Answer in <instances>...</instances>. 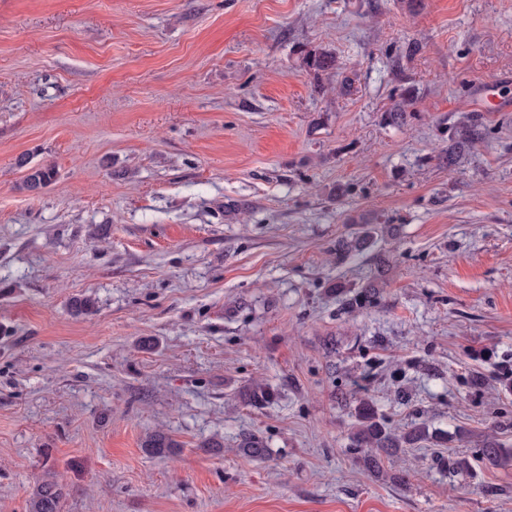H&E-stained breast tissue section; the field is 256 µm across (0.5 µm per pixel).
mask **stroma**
I'll use <instances>...</instances> for the list:
<instances>
[{"label":"stroma","mask_w":512,"mask_h":512,"mask_svg":"<svg viewBox=\"0 0 512 512\" xmlns=\"http://www.w3.org/2000/svg\"><path fill=\"white\" fill-rule=\"evenodd\" d=\"M364 393L429 433L376 473ZM488 437L512 451V0H0V512L48 472L62 512H512ZM481 136L480 128L473 121H463L450 127L448 129V146L441 154L442 161L451 169L459 166L469 154L475 141ZM56 178V170L53 166H41L30 168L24 183L27 190L31 192L40 191L51 185ZM362 224H366V228H364L361 234L350 241H342L336 245L338 260L342 261L353 252L364 251L373 245L374 237L377 231H379L378 226L367 219ZM336 293L343 295V304L348 310L371 308L376 306L380 300V289L375 282L357 289L337 284ZM238 394L242 401L252 406L269 403L276 396L274 388L263 383L245 386L238 391ZM142 448L152 456L170 457L177 455L182 445L173 439L169 434L154 431L149 434L142 443ZM237 449L254 459H264L267 455V444L264 438L250 431H244L239 435Z\"/></svg>","instance_id":"stroma-1"}]
</instances>
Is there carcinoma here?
Instances as JSON below:
<instances>
[{
	"instance_id": "carcinoma-1",
	"label": "carcinoma",
	"mask_w": 512,
	"mask_h": 512,
	"mask_svg": "<svg viewBox=\"0 0 512 512\" xmlns=\"http://www.w3.org/2000/svg\"><path fill=\"white\" fill-rule=\"evenodd\" d=\"M481 136L480 128L472 121H463L450 127L448 146L441 154L442 161L448 164L450 169L459 166ZM55 178V168L46 165L30 169L24 183L27 190L37 192L51 185ZM364 224L366 228L361 234L336 245L339 260L342 261L352 253L364 251L373 245L379 228L369 220L364 221ZM336 293L344 297L343 304L348 310L371 308L380 300V289L373 282L357 289L339 284L336 286ZM238 394L242 401L252 406L268 403L276 396L274 388L263 383L245 386ZM354 416L356 425L350 436V450L360 455L364 465L369 468L377 467L380 453L412 448L427 437L426 430L416 426L400 434L392 431L378 413L376 403L370 396L355 399ZM142 448L152 456L170 457L177 455L182 445L169 434L155 431L145 438ZM237 449L254 459H263L267 455L264 438L250 431H244L239 435ZM480 454L489 463L499 465L507 458L508 451L492 439L480 449ZM67 495L65 487L53 475L48 474L34 488L28 501L27 512H62Z\"/></svg>"
}]
</instances>
